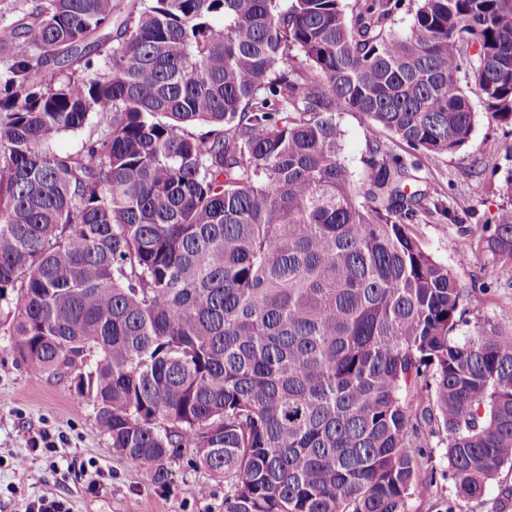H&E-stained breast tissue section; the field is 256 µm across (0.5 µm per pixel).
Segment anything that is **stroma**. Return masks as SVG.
Returning <instances> with one entry per match:
<instances>
[{"mask_svg": "<svg viewBox=\"0 0 512 512\" xmlns=\"http://www.w3.org/2000/svg\"><path fill=\"white\" fill-rule=\"evenodd\" d=\"M466 93L476 113L469 142L455 152L427 159L388 130L369 125L357 112H340L343 157L354 184L367 175L364 158L371 141L405 162L419 163L418 189L427 191L426 211L417 220L423 248L447 265L460 288L486 287L483 306L468 308L459 325L471 335L488 325L512 331V276L500 273L491 258L474 259L457 249L458 224L497 223L512 212L504 191L512 178V125L491 117L475 86ZM10 307L0 301V512H25L38 497L61 498L71 512H224V485L191 462L182 449L167 464L165 486L145 483L140 467L114 454L92 404L80 401L72 373L35 375L19 363L9 336ZM56 440L54 452L35 448L42 434ZM436 472L432 485L418 486L409 512H491L501 485L512 486V465L503 466L482 499L458 501L448 477L441 445L426 449ZM24 456L17 470L14 457Z\"/></svg>", "mask_w": 512, "mask_h": 512, "instance_id": "stroma-1", "label": "stroma"}]
</instances>
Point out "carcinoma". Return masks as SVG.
<instances>
[{"mask_svg": "<svg viewBox=\"0 0 512 512\" xmlns=\"http://www.w3.org/2000/svg\"><path fill=\"white\" fill-rule=\"evenodd\" d=\"M413 14L397 34L394 15ZM26 0L0 22V300L145 481L179 449L224 512H407L431 439L461 501L512 464V334L420 246L427 158L512 124V0ZM303 63L290 65L291 52ZM94 124L75 152L59 136ZM198 124L213 130L193 131ZM459 246L512 273V215Z\"/></svg>", "mask_w": 512, "mask_h": 512, "instance_id": "cac0c4a2", "label": "carcinoma"}]
</instances>
